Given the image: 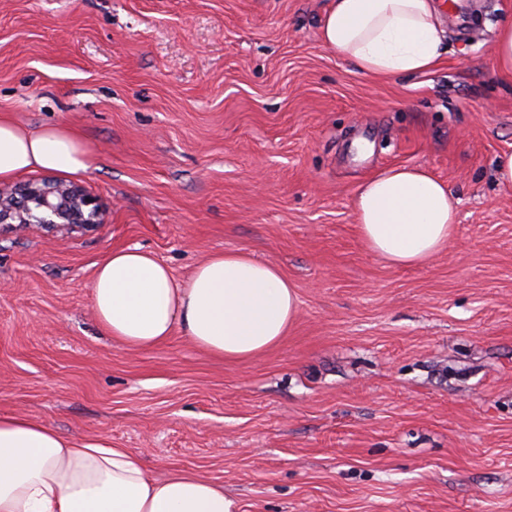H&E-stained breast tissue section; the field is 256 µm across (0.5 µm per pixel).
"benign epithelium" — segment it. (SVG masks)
Segmentation results:
<instances>
[{"label": "benign epithelium", "instance_id": "1", "mask_svg": "<svg viewBox=\"0 0 512 512\" xmlns=\"http://www.w3.org/2000/svg\"><path fill=\"white\" fill-rule=\"evenodd\" d=\"M100 215L96 199L74 183L46 179L0 191V224L88 226Z\"/></svg>", "mask_w": 512, "mask_h": 512}]
</instances>
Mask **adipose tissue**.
I'll return each mask as SVG.
<instances>
[{"label":"adipose tissue","instance_id":"obj_1","mask_svg":"<svg viewBox=\"0 0 512 512\" xmlns=\"http://www.w3.org/2000/svg\"><path fill=\"white\" fill-rule=\"evenodd\" d=\"M323 43L376 76L415 77L440 61L446 28L437 0H331ZM96 153L69 124L29 129L0 114V182L25 172L80 175ZM354 213L367 250L395 267L424 264L457 222L447 182L421 166H393L364 180ZM97 322L140 351L182 331L197 347L246 361L280 344L299 313L295 285L244 251L209 255L185 279L139 248L113 250L91 287ZM0 512H237L222 483L175 469L154 477L128 448L61 437L46 423L0 415Z\"/></svg>","mask_w":512,"mask_h":512}]
</instances>
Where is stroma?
I'll return each mask as SVG.
<instances>
[{
  "label": "stroma",
  "instance_id": "stroma-1",
  "mask_svg": "<svg viewBox=\"0 0 512 512\" xmlns=\"http://www.w3.org/2000/svg\"><path fill=\"white\" fill-rule=\"evenodd\" d=\"M444 11L430 74L376 77L320 40L330 0H0V113L72 125L97 162L90 226L0 227V414L222 482L238 512H512V0ZM424 166L448 247L398 268L353 198ZM138 247L190 275L240 250L291 279L274 349L229 362L182 332L130 351L99 327L98 263ZM495 67L504 76H512V24L500 27L494 44Z\"/></svg>",
  "mask_w": 512,
  "mask_h": 512
}]
</instances>
